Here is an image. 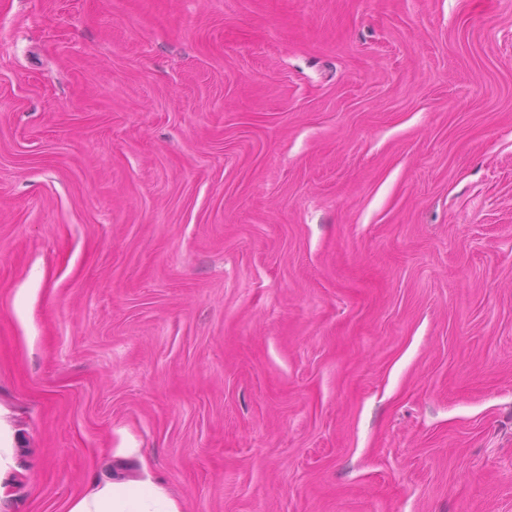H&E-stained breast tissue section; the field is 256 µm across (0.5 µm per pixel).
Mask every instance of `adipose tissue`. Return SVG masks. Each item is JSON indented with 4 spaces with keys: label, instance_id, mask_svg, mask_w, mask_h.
I'll return each instance as SVG.
<instances>
[{
    "label": "adipose tissue",
    "instance_id": "adipose-tissue-1",
    "mask_svg": "<svg viewBox=\"0 0 512 512\" xmlns=\"http://www.w3.org/2000/svg\"><path fill=\"white\" fill-rule=\"evenodd\" d=\"M70 512H180L177 503L156 482L119 480L78 500Z\"/></svg>",
    "mask_w": 512,
    "mask_h": 512
}]
</instances>
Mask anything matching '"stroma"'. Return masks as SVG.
Wrapping results in <instances>:
<instances>
[{
  "label": "stroma",
  "instance_id": "stroma-1",
  "mask_svg": "<svg viewBox=\"0 0 512 512\" xmlns=\"http://www.w3.org/2000/svg\"><path fill=\"white\" fill-rule=\"evenodd\" d=\"M0 512H512V0H0ZM69 512H180L156 482L142 479L107 483L78 500Z\"/></svg>",
  "mask_w": 512,
  "mask_h": 512
}]
</instances>
